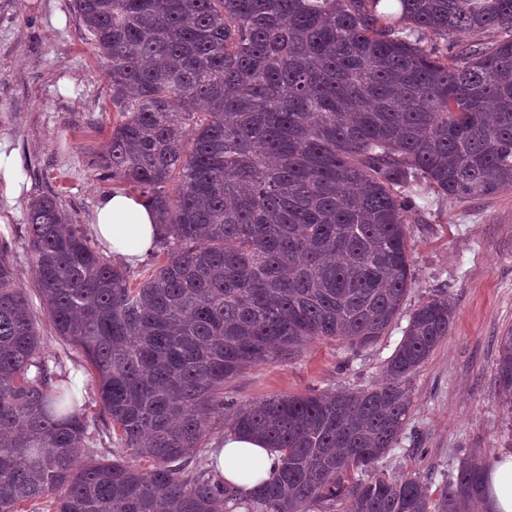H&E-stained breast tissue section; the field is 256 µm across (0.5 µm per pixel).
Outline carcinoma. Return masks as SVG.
<instances>
[{"mask_svg":"<svg viewBox=\"0 0 512 512\" xmlns=\"http://www.w3.org/2000/svg\"><path fill=\"white\" fill-rule=\"evenodd\" d=\"M71 7L112 63L120 116L93 166L155 208L165 259L134 286L57 195L31 203L37 292L95 371L99 412L43 356L1 250L0 512H484L480 458L435 493L370 475L407 424L408 381L450 334L445 289L409 315L382 383L232 413L280 453L272 480L243 497L186 464L244 369L306 340L362 348L389 332L414 284L415 186L457 200L512 188V0ZM497 381L512 415V333ZM100 419L147 470L78 456Z\"/></svg>","mask_w":512,"mask_h":512,"instance_id":"obj_1","label":"carcinoma"}]
</instances>
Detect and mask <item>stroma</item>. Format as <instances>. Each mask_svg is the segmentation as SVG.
<instances>
[{"instance_id": "stroma-1", "label": "stroma", "mask_w": 512, "mask_h": 512, "mask_svg": "<svg viewBox=\"0 0 512 512\" xmlns=\"http://www.w3.org/2000/svg\"><path fill=\"white\" fill-rule=\"evenodd\" d=\"M110 66L93 53L69 0H0V140L18 150L21 195H0V246L20 285L31 293L44 352L67 376L82 375L81 404L93 403L94 377L81 351L57 336L38 295L23 226L36 198L56 194L72 221L90 232L100 195L115 189L90 165L118 114ZM406 232L415 284L386 336L350 350L312 340L285 359L247 368L224 385L235 405L312 391L360 390L380 382L407 319L428 292L447 289L451 333L412 377L411 416L398 445L374 467L388 476L415 474L439 489L459 461L494 462L512 453V418L497 388L502 336L512 331V188L473 200H446L425 187Z\"/></svg>"}]
</instances>
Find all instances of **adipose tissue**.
<instances>
[{
	"mask_svg": "<svg viewBox=\"0 0 512 512\" xmlns=\"http://www.w3.org/2000/svg\"><path fill=\"white\" fill-rule=\"evenodd\" d=\"M93 230L112 255L133 264L151 251L159 233L157 217L144 200L123 189L99 197ZM278 455L261 440L236 432L225 435L210 454L218 477L249 493L276 472ZM485 502L490 512H512V455L497 459L490 467Z\"/></svg>",
	"mask_w": 512,
	"mask_h": 512,
	"instance_id": "ef3b65f1",
	"label": "adipose tissue"
}]
</instances>
